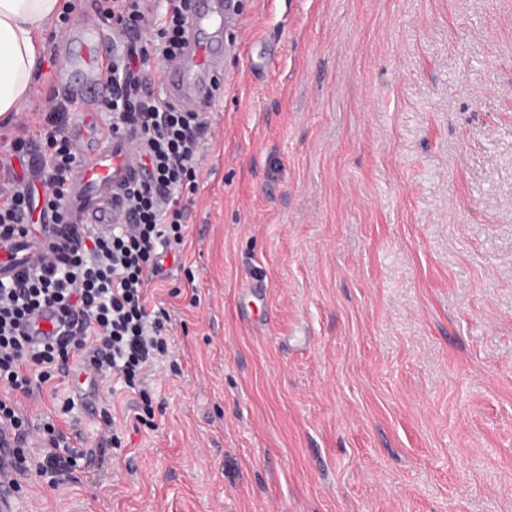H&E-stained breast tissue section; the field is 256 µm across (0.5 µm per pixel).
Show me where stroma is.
Instances as JSON below:
<instances>
[{
    "mask_svg": "<svg viewBox=\"0 0 512 512\" xmlns=\"http://www.w3.org/2000/svg\"><path fill=\"white\" fill-rule=\"evenodd\" d=\"M205 111L168 353L23 401L84 457L16 512H512V0H242Z\"/></svg>",
    "mask_w": 512,
    "mask_h": 512,
    "instance_id": "stroma-1",
    "label": "stroma"
}]
</instances>
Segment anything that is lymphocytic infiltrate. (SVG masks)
Wrapping results in <instances>:
<instances>
[{"label": "lymphocytic infiltrate", "mask_w": 512, "mask_h": 512, "mask_svg": "<svg viewBox=\"0 0 512 512\" xmlns=\"http://www.w3.org/2000/svg\"><path fill=\"white\" fill-rule=\"evenodd\" d=\"M113 37L124 40L103 83L113 136L135 129L145 145L148 181L125 195L128 223L78 234L71 247L46 256L42 267L0 280V452L9 457L10 477L26 471L23 448L30 435L18 396H30L33 381L78 369L92 382L122 377L137 388L143 372L167 354L171 330L165 310L148 306L153 277L170 250L185 238L184 191H195L209 123L155 95L146 77L155 58L173 62L184 48L193 0H167L164 14L150 0H97ZM69 103L49 98L48 126L39 134L31 182L22 186L12 170L0 173V241L34 235L35 187L45 209L57 210L79 159L59 119ZM45 306L55 307L65 335L35 342L25 323ZM37 471L52 487L68 483L79 453L61 426L44 422Z\"/></svg>", "instance_id": "f902f5d3"}]
</instances>
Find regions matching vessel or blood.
<instances>
[{"label": "vessel or blood", "instance_id": "vessel-or-blood-1", "mask_svg": "<svg viewBox=\"0 0 512 512\" xmlns=\"http://www.w3.org/2000/svg\"><path fill=\"white\" fill-rule=\"evenodd\" d=\"M223 22L224 8L220 5L209 16L194 13L186 52L168 68V94L185 108L205 100L213 91L214 79L223 72V49L214 48L201 34L204 25ZM57 52L61 58L59 84H69L72 74L78 72L84 77L89 95H97L112 53L111 46L98 32L88 31L75 43L63 41ZM69 139L80 163L70 178L65 203L42 236L0 242V279L41 266L51 248L67 243L73 234L88 228L107 229L127 221L121 199L130 186L145 178L138 133L130 129L122 136H112L105 126L84 112L72 124ZM58 330L57 316L50 308L36 315L28 328L30 335L40 340L57 336Z\"/></svg>", "mask_w": 512, "mask_h": 512}]
</instances>
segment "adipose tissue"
Instances as JSON below:
<instances>
[{"label": "adipose tissue", "mask_w": 512, "mask_h": 512, "mask_svg": "<svg viewBox=\"0 0 512 512\" xmlns=\"http://www.w3.org/2000/svg\"><path fill=\"white\" fill-rule=\"evenodd\" d=\"M61 0H0V116L20 112L43 68Z\"/></svg>", "instance_id": "obj_1"}]
</instances>
